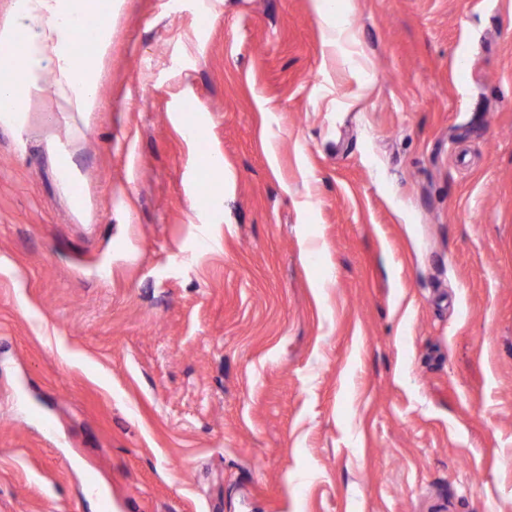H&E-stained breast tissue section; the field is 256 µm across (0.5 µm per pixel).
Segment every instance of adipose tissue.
I'll use <instances>...</instances> for the list:
<instances>
[{"instance_id": "1", "label": "adipose tissue", "mask_w": 512, "mask_h": 512, "mask_svg": "<svg viewBox=\"0 0 512 512\" xmlns=\"http://www.w3.org/2000/svg\"><path fill=\"white\" fill-rule=\"evenodd\" d=\"M120 6L121 0H17L11 18L0 23V123H22L23 101L41 90L47 71L69 111L81 116L96 111L94 62L112 45L103 19ZM81 35L87 39L85 61L75 51Z\"/></svg>"}]
</instances>
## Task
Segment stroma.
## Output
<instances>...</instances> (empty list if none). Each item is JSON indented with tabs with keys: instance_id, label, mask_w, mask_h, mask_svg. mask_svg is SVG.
Returning <instances> with one entry per match:
<instances>
[{
	"instance_id": "1",
	"label": "stroma",
	"mask_w": 512,
	"mask_h": 512,
	"mask_svg": "<svg viewBox=\"0 0 512 512\" xmlns=\"http://www.w3.org/2000/svg\"><path fill=\"white\" fill-rule=\"evenodd\" d=\"M331 15L123 0L0 125V512H512V0Z\"/></svg>"
}]
</instances>
